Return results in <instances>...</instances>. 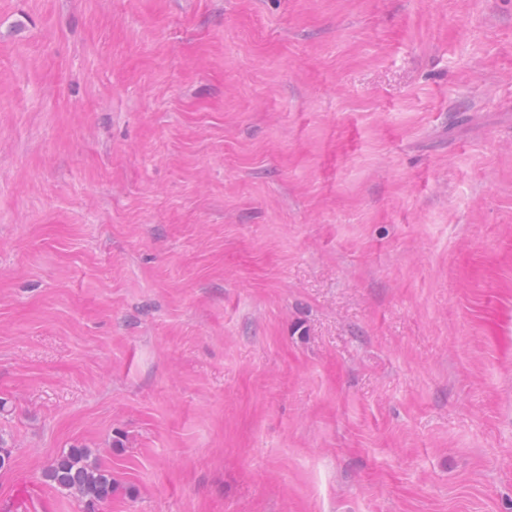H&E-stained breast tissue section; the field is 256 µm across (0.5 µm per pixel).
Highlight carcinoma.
Returning a JSON list of instances; mask_svg holds the SVG:
<instances>
[{"label": "carcinoma", "mask_w": 512, "mask_h": 512, "mask_svg": "<svg viewBox=\"0 0 512 512\" xmlns=\"http://www.w3.org/2000/svg\"><path fill=\"white\" fill-rule=\"evenodd\" d=\"M45 481L57 491L93 505L112 496V473L104 469L87 448L62 453L45 470Z\"/></svg>", "instance_id": "carcinoma-1"}]
</instances>
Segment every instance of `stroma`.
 Returning a JSON list of instances; mask_svg holds the SVG:
<instances>
[{"mask_svg": "<svg viewBox=\"0 0 512 512\" xmlns=\"http://www.w3.org/2000/svg\"><path fill=\"white\" fill-rule=\"evenodd\" d=\"M0 500L512 512V0H0ZM43 477L57 491L78 497L89 505L112 496V473L87 448L74 447L63 452Z\"/></svg>", "mask_w": 512, "mask_h": 512, "instance_id": "35a3bbf8", "label": "stroma"}]
</instances>
